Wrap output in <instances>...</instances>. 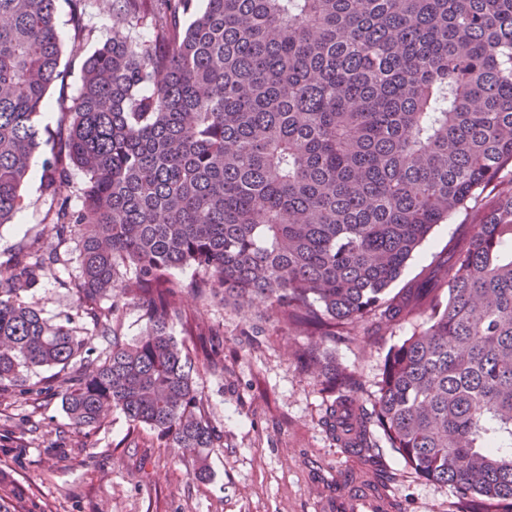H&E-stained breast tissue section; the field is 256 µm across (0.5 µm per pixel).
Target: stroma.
<instances>
[{
  "mask_svg": "<svg viewBox=\"0 0 512 512\" xmlns=\"http://www.w3.org/2000/svg\"><path fill=\"white\" fill-rule=\"evenodd\" d=\"M56 28L63 78L47 94L54 117L51 139L37 162L63 154L68 120L86 59L115 29L148 39L145 25L126 19L117 0H84L81 26L72 22L70 0H56ZM26 223L0 226V261L36 249L55 213L38 179L23 188ZM481 200L436 226L409 261L400 283L419 279L462 235L474 231ZM51 322L71 321L101 353L105 341L90 335L68 283L42 280L30 294ZM201 328L224 332V364L197 380L224 445L209 453L210 476L196 479L180 449L158 447L154 433L132 425L118 411L97 428L75 429L60 396L12 387L0 395V494H14L18 512H336V478L349 473L378 484L393 499L392 512H460L455 492L419 477L376 433L371 453L338 447L322 423L327 406L303 372L300 336H279L264 306L238 308L215 295L188 299ZM409 320L372 333L354 325L348 339L328 344L337 365L352 370L364 399H372L387 351L416 327Z\"/></svg>",
  "mask_w": 512,
  "mask_h": 512,
  "instance_id": "1",
  "label": "stroma"
}]
</instances>
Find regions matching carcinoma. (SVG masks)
<instances>
[{
  "instance_id": "obj_1",
  "label": "carcinoma",
  "mask_w": 512,
  "mask_h": 512,
  "mask_svg": "<svg viewBox=\"0 0 512 512\" xmlns=\"http://www.w3.org/2000/svg\"><path fill=\"white\" fill-rule=\"evenodd\" d=\"M56 0H0V224L22 209L37 118L61 78ZM150 40L116 30L86 61L45 246L0 262V390L74 364L53 389L77 429L119 410L209 478L224 441L200 372L223 332L176 340L185 298L266 304L309 337L307 375L336 443L390 447L465 512H512V0H124ZM84 174L71 206L68 165ZM495 202L434 276L387 291L432 229L484 186ZM76 242L77 256L65 246ZM77 263L108 350L27 292ZM189 266L187 284L171 270ZM144 312L123 339L119 302ZM423 326L391 347L371 407L323 350L352 324Z\"/></svg>"
}]
</instances>
